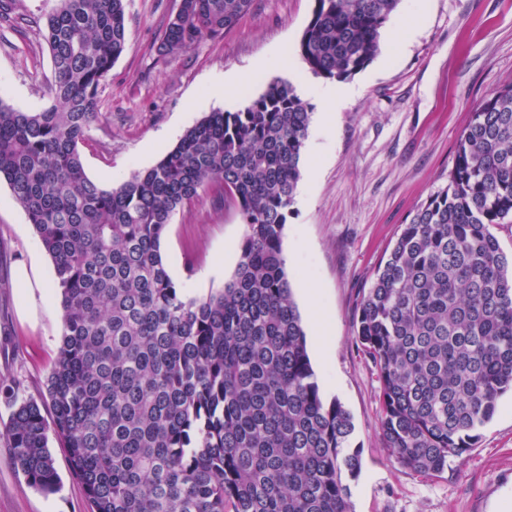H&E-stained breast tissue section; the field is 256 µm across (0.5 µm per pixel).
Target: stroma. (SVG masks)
Instances as JSON below:
<instances>
[{"label":"stroma","mask_w":512,"mask_h":512,"mask_svg":"<svg viewBox=\"0 0 512 512\" xmlns=\"http://www.w3.org/2000/svg\"><path fill=\"white\" fill-rule=\"evenodd\" d=\"M179 0H128L126 48L99 92V118L79 151L87 175L116 186L155 164L203 115L234 112L277 80L297 83L299 43L314 0H253L231 32L175 57L157 52ZM22 31L0 25V100L43 108L53 82L39 20L52 0H11ZM295 66L279 65L281 53ZM250 73L235 95L212 84ZM360 94L337 113L329 134L312 118L301 178L289 208L283 252L292 297L325 400L351 414L362 469L350 483V512H512V396L504 395L479 438L448 470L403 468L383 445L379 381L358 349L357 302L380 259L426 198L448 184L471 111L512 81V0H400L373 61L350 78ZM245 226L215 194L178 211L163 244L173 280L193 295L223 288L240 256ZM224 265L211 270L216 255ZM36 260L47 281L54 265L24 211L0 181V377L22 398L41 399L63 328L57 297L24 305L15 270ZM0 400V512H87L65 449L49 447L61 489L44 494L9 460Z\"/></svg>","instance_id":"35a3bbf8"}]
</instances>
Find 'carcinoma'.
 I'll return each mask as SVG.
<instances>
[{
    "instance_id": "obj_1",
    "label": "carcinoma",
    "mask_w": 512,
    "mask_h": 512,
    "mask_svg": "<svg viewBox=\"0 0 512 512\" xmlns=\"http://www.w3.org/2000/svg\"><path fill=\"white\" fill-rule=\"evenodd\" d=\"M251 3L180 0L158 54L223 35ZM398 3L315 0L299 43L310 72L363 70ZM126 5L55 0L41 28L51 105L22 112L0 101V179L52 259L63 318L45 398L19 401L0 384L12 462L57 492L54 434L90 512H349L342 475L362 468L355 426L320 393L282 248L310 106L275 81L101 187L78 146L125 50ZM210 191L245 234L224 288L193 296L172 280L162 242L176 212ZM511 223L509 82L471 112L448 186L402 225L357 307L384 445L416 473L447 470L512 392V256L493 233Z\"/></svg>"
}]
</instances>
